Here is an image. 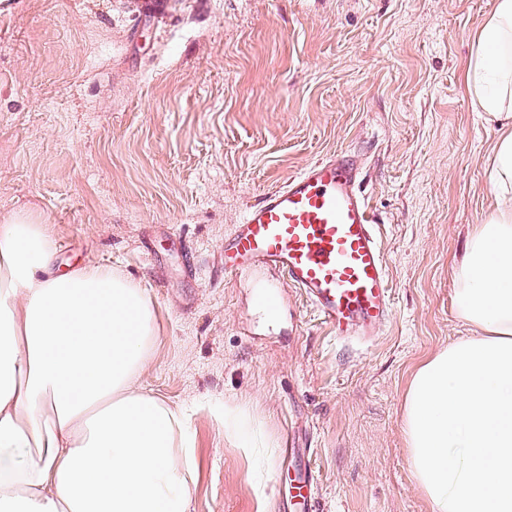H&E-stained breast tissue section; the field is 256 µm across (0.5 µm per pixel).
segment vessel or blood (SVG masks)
<instances>
[{
    "instance_id": "b4317fda",
    "label": "vessel or blood",
    "mask_w": 512,
    "mask_h": 512,
    "mask_svg": "<svg viewBox=\"0 0 512 512\" xmlns=\"http://www.w3.org/2000/svg\"><path fill=\"white\" fill-rule=\"evenodd\" d=\"M348 151L306 164L265 192L224 241V273L271 270L297 289L337 339L366 343L392 312L378 219ZM320 479L311 465L290 477L293 512H316Z\"/></svg>"
}]
</instances>
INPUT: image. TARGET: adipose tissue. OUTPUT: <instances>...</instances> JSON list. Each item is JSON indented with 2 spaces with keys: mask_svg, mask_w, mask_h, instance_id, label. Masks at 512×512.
<instances>
[{
  "mask_svg": "<svg viewBox=\"0 0 512 512\" xmlns=\"http://www.w3.org/2000/svg\"><path fill=\"white\" fill-rule=\"evenodd\" d=\"M465 89L502 129L497 204L454 268L472 333L414 373L403 430L433 512H512V0L478 31ZM55 251L33 212L0 220V512H190L183 417L135 383L151 302L111 267L59 270Z\"/></svg>",
  "mask_w": 512,
  "mask_h": 512,
  "instance_id": "obj_1",
  "label": "adipose tissue"
}]
</instances>
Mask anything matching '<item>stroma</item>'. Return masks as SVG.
Returning <instances> with one entry per match:
<instances>
[{
  "instance_id": "stroma-1",
  "label": "stroma",
  "mask_w": 512,
  "mask_h": 512,
  "mask_svg": "<svg viewBox=\"0 0 512 512\" xmlns=\"http://www.w3.org/2000/svg\"><path fill=\"white\" fill-rule=\"evenodd\" d=\"M494 4L0 0V218L34 210L57 265L143 288L155 334L137 386L186 416L192 512H283L291 443L313 451L317 512H432L402 406L419 365L470 333L453 269L496 207L500 129L463 79ZM340 150L363 162L392 288L367 347L272 275H224L246 210ZM227 403L273 444L264 471Z\"/></svg>"
}]
</instances>
